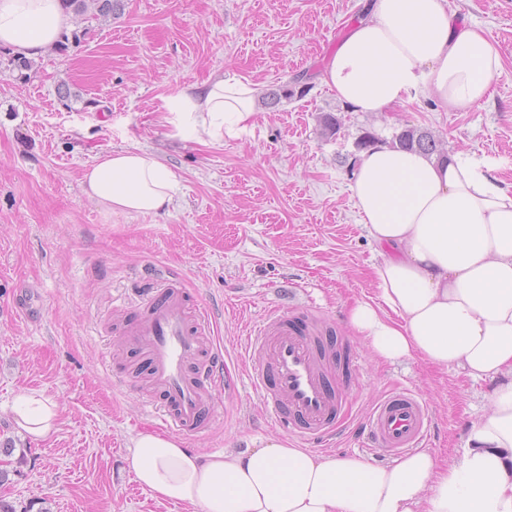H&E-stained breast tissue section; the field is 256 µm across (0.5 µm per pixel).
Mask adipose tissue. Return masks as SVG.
<instances>
[{
    "label": "adipose tissue",
    "mask_w": 512,
    "mask_h": 512,
    "mask_svg": "<svg viewBox=\"0 0 512 512\" xmlns=\"http://www.w3.org/2000/svg\"><path fill=\"white\" fill-rule=\"evenodd\" d=\"M70 31L63 0H0V45L15 53L39 57ZM500 67L489 38L448 0H369L321 80L350 112H386L430 94L466 112L489 96ZM261 94L258 83L219 78L177 90L164 109L172 123L218 140L246 128ZM495 170L486 158L440 161L379 141L358 154L350 183L382 256L377 295L351 309L353 329L375 357H416L496 383L463 448L378 465L280 440L201 455L143 433L127 459L137 481L198 512H512V188ZM82 188L111 211L158 214L173 205L178 180L153 153L127 150L90 166ZM13 413L28 436L55 428V404L36 393L20 395Z\"/></svg>",
    "instance_id": "ef3b65f1"
}]
</instances>
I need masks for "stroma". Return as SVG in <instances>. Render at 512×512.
I'll return each mask as SVG.
<instances>
[{
	"instance_id": "1",
	"label": "stroma",
	"mask_w": 512,
	"mask_h": 512,
	"mask_svg": "<svg viewBox=\"0 0 512 512\" xmlns=\"http://www.w3.org/2000/svg\"><path fill=\"white\" fill-rule=\"evenodd\" d=\"M449 8L483 29L502 60L491 99L467 112L431 97L384 113L342 107L319 75L366 0H124L112 19L79 17L80 43L33 59L25 79L0 46L1 500L16 512H193L143 489L126 462L131 438L158 426L138 391L142 353L120 330L163 274L182 277L189 305L210 312L236 382L217 395L207 435L184 447L207 454L286 439L249 384L244 337L269 310L295 306L328 324L358 366L344 429L307 450L361 454L372 405L404 388L429 405V449L463 447L492 382L377 359L348 321L357 300L375 296L381 260L349 190L361 137L428 130L444 154L494 159L512 187V0ZM221 76L282 99L257 102L247 128L221 140L164 121L168 95ZM326 114L339 120L336 135L321 131ZM135 149L175 173L167 213L113 212L84 195L86 168ZM30 391L57 406L56 428L42 439L14 422L13 400Z\"/></svg>"
}]
</instances>
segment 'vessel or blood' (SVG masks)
<instances>
[{
    "mask_svg": "<svg viewBox=\"0 0 512 512\" xmlns=\"http://www.w3.org/2000/svg\"><path fill=\"white\" fill-rule=\"evenodd\" d=\"M318 334L305 315L276 309L246 342L251 381L266 416L303 442L338 431L351 402L343 371L320 351ZM125 336L146 354L164 427L187 437L205 435L206 409L218 392H233L235 383L212 344L208 317L188 306L180 278L162 279L150 289L145 314ZM431 424L428 404L418 393L393 392L373 405L363 427L365 445L370 453L399 457L422 447Z\"/></svg>",
    "mask_w": 512,
    "mask_h": 512,
    "instance_id": "b4317fda",
    "label": "vessel or blood"
}]
</instances>
